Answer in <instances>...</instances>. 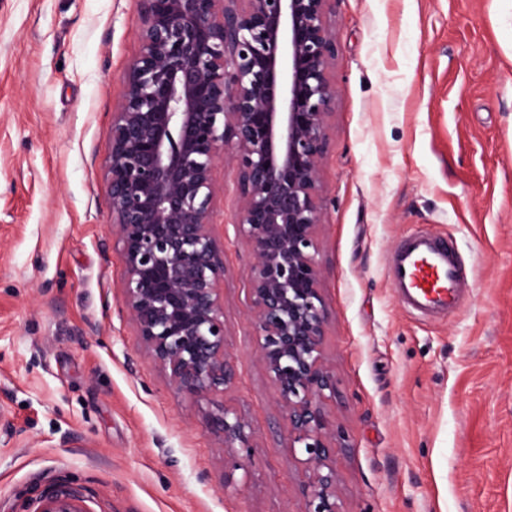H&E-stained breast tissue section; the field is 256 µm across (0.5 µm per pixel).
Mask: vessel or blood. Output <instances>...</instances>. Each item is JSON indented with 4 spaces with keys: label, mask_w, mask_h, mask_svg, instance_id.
<instances>
[{
    "label": "vessel or blood",
    "mask_w": 512,
    "mask_h": 512,
    "mask_svg": "<svg viewBox=\"0 0 512 512\" xmlns=\"http://www.w3.org/2000/svg\"><path fill=\"white\" fill-rule=\"evenodd\" d=\"M389 275L397 299L423 316L454 312L465 287L453 248L423 233L410 235L395 247Z\"/></svg>",
    "instance_id": "b4317fda"
}]
</instances>
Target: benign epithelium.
<instances>
[{"mask_svg": "<svg viewBox=\"0 0 512 512\" xmlns=\"http://www.w3.org/2000/svg\"><path fill=\"white\" fill-rule=\"evenodd\" d=\"M330 0H138L139 51L112 112L104 177L124 262L121 305L169 388L204 408L233 481L251 455V424L215 402L236 378L224 332L225 244L214 229L224 191L216 160L237 171L235 233L259 358L304 456L308 512H342L330 459L336 392L324 338L328 313L317 260L321 171L336 100ZM35 512H87L57 491Z\"/></svg>", "mask_w": 512, "mask_h": 512, "instance_id": "obj_1", "label": "benign epithelium"}]
</instances>
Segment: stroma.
<instances>
[{"instance_id":"1","label":"stroma","mask_w":512,"mask_h":512,"mask_svg":"<svg viewBox=\"0 0 512 512\" xmlns=\"http://www.w3.org/2000/svg\"><path fill=\"white\" fill-rule=\"evenodd\" d=\"M137 0H0V512L49 486L88 512H307L300 453L256 354L221 154L224 401L253 452L224 484L197 405L169 389L123 312L103 177ZM336 102L319 230L326 410L343 512H512V0H332ZM452 240L467 291L419 318L391 251Z\"/></svg>"}]
</instances>
